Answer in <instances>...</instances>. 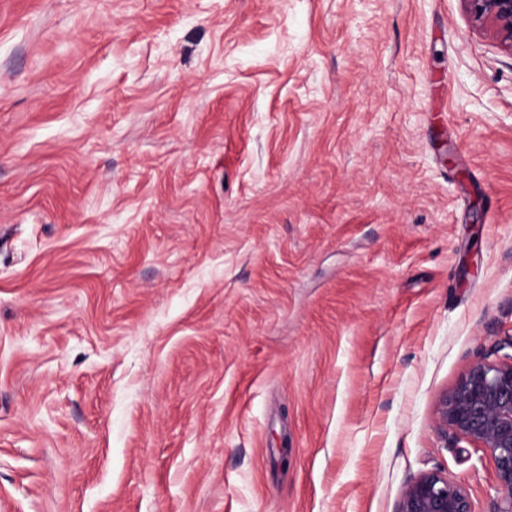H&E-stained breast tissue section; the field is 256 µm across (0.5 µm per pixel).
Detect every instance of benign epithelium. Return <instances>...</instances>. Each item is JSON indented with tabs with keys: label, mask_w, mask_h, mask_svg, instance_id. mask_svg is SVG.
<instances>
[{
	"label": "benign epithelium",
	"mask_w": 512,
	"mask_h": 512,
	"mask_svg": "<svg viewBox=\"0 0 512 512\" xmlns=\"http://www.w3.org/2000/svg\"><path fill=\"white\" fill-rule=\"evenodd\" d=\"M481 29L512 53V0H463ZM439 434L482 452L494 473L493 512H512V352L470 365L436 407ZM395 512H475L466 483L432 470L405 488Z\"/></svg>",
	"instance_id": "7a95c632"
}]
</instances>
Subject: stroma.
Instances as JSON below:
<instances>
[{
    "mask_svg": "<svg viewBox=\"0 0 512 512\" xmlns=\"http://www.w3.org/2000/svg\"><path fill=\"white\" fill-rule=\"evenodd\" d=\"M512 331V53L462 0H0V512H395Z\"/></svg>",
    "mask_w": 512,
    "mask_h": 512,
    "instance_id": "obj_1",
    "label": "stroma"
}]
</instances>
